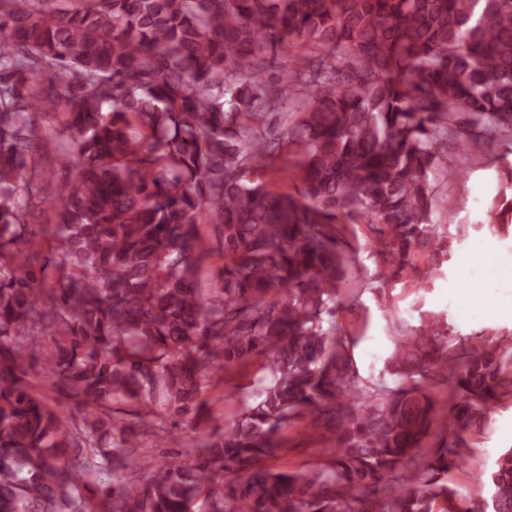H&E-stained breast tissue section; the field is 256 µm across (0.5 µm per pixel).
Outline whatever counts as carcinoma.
I'll return each instance as SVG.
<instances>
[{"instance_id": "obj_1", "label": "carcinoma", "mask_w": 512, "mask_h": 512, "mask_svg": "<svg viewBox=\"0 0 512 512\" xmlns=\"http://www.w3.org/2000/svg\"><path fill=\"white\" fill-rule=\"evenodd\" d=\"M36 111L61 116L73 179L41 177ZM497 134L512 0H0V512H189L205 489L204 512H512V448L467 493L448 484L462 433L512 398V334L425 311L394 326L389 384L360 375L335 319L343 222L365 225L380 300L429 287L468 230L506 234L508 160L486 221L432 219L448 143ZM288 155L298 192L249 179ZM46 203L38 240L26 217ZM261 354L269 385L197 457L126 463L113 404L199 422L218 371ZM36 357L81 420L33 390ZM293 420L327 460L275 471Z\"/></svg>"}]
</instances>
